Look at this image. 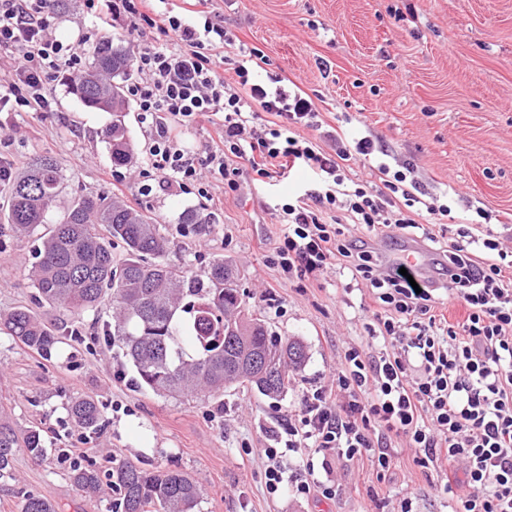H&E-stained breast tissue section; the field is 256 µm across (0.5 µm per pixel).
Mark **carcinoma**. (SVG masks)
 I'll return each instance as SVG.
<instances>
[{
  "label": "carcinoma",
  "instance_id": "1",
  "mask_svg": "<svg viewBox=\"0 0 512 512\" xmlns=\"http://www.w3.org/2000/svg\"><path fill=\"white\" fill-rule=\"evenodd\" d=\"M130 67L129 50L104 39L94 49L89 72L72 87L83 106L112 113L102 136L117 165L131 159L121 84ZM61 187L58 165L50 157L14 175L7 184L10 229L27 236L46 223ZM114 240L124 245L122 259L112 255ZM168 249L160 225L122 198L82 195L34 248L27 273L33 300L82 312L110 299L112 321L106 322L102 340L118 347L132 365L137 388L173 398L217 399L231 386L250 387L271 399L286 395L290 373L308 360L306 346L270 332L244 306L232 263L217 258L193 272L171 263ZM0 333L44 356L61 342L27 306L1 314ZM67 413L85 432L100 431L101 412L93 398L71 401ZM17 448L44 457L43 430L32 426L19 434L0 415V478L13 477ZM71 479L88 496L109 486L117 493L113 512H193L201 497L197 481L178 468L148 470L115 461L104 471L79 466ZM20 512H55V505L42 494L28 493Z\"/></svg>",
  "mask_w": 512,
  "mask_h": 512
}]
</instances>
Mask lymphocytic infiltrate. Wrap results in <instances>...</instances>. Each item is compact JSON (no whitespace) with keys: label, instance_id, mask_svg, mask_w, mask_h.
I'll use <instances>...</instances> for the list:
<instances>
[{"label":"lymphocytic infiltrate","instance_id":"lymphocytic-infiltrate-1","mask_svg":"<svg viewBox=\"0 0 512 512\" xmlns=\"http://www.w3.org/2000/svg\"><path fill=\"white\" fill-rule=\"evenodd\" d=\"M193 2L198 10L189 20L156 0H82L95 21L175 37L138 51V76L126 86L151 120L147 167L159 175L160 189L193 186L208 196L195 155L170 127L208 115L217 119L219 144L206 165L229 190L247 171L284 179L299 168L311 171L304 191L278 207L274 261L289 280L314 284L337 268L352 286L370 287L376 308L368 335L382 342L369 358L348 351L332 383L305 394L284 448L261 451L267 489L277 492L285 482L282 459L298 445L364 458L385 472L389 449L400 440L416 448L421 465L462 463L469 492L456 497L455 512H512V251L501 247L490 214L477 210L448 229L451 207L423 198L413 165L392 168L369 137L356 138L351 150L340 144L334 153L322 151L304 135L322 126L314 101L281 76L261 72L255 51L237 44L212 0ZM56 20L52 0H0V56L10 59L0 112L51 111L52 83L83 73V41L59 39ZM228 65L231 83L224 79ZM263 113L270 122L259 123ZM352 162L374 165L381 188L349 178ZM426 214L431 223H422ZM400 234L432 243L451 235L439 273L449 295L463 301V321L436 314L440 284L417 266H379L368 238Z\"/></svg>","mask_w":512,"mask_h":512}]
</instances>
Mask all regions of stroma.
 Here are the masks:
<instances>
[{
  "instance_id": "stroma-1",
  "label": "stroma",
  "mask_w": 512,
  "mask_h": 512,
  "mask_svg": "<svg viewBox=\"0 0 512 512\" xmlns=\"http://www.w3.org/2000/svg\"><path fill=\"white\" fill-rule=\"evenodd\" d=\"M213 7L241 44L257 50L263 69L314 100L326 124L341 134L371 136L387 149L390 164H413L428 196L454 186L453 215L484 208L512 246V0H215ZM56 11L60 39L92 32L89 52L110 38L134 53L157 35L96 25L79 0H58ZM52 93L53 111L0 112V139L14 171L43 156L61 171L64 191L49 222L62 217L75 195L119 192L165 226L172 263L197 271L214 257L230 260L242 300L277 335L303 340L309 360L279 400L243 387L226 391L220 407L210 399L163 398L135 389L117 348L98 341L110 306L81 314L41 309L48 324L78 326L82 336L63 337L45 357L0 334V412L16 430L42 427L47 448L41 460L16 451L14 479L0 480V512H19L29 492L49 497L57 512H111L112 495L88 498L70 481L76 446L91 449L103 468L112 459L147 469L179 467L201 487L196 512H393L406 492L416 512H448L443 487L461 469L445 462L421 467L414 449L405 447L394 448L393 468L382 476L368 460L333 459L336 494L329 499L301 494L292 483L273 494L266 489L259 450L279 422L297 417L307 388L331 382L346 351L371 356L380 349L367 332L374 308L369 288L345 291L340 275L313 285L288 281L270 261L280 233L275 207L301 192L310 172L297 171L288 181L253 174L234 192L212 178L206 198L177 188L162 192L157 175H141L151 140L136 104L125 118L134 158L118 167L100 135L111 113L85 108L67 83H54ZM118 170L127 179L116 189ZM187 210L209 217L204 230L182 224ZM33 244L0 228L6 270L0 314L34 304L24 272ZM268 288L277 308L262 299ZM86 396L102 414L95 435L74 427L66 411L71 400Z\"/></svg>"
}]
</instances>
